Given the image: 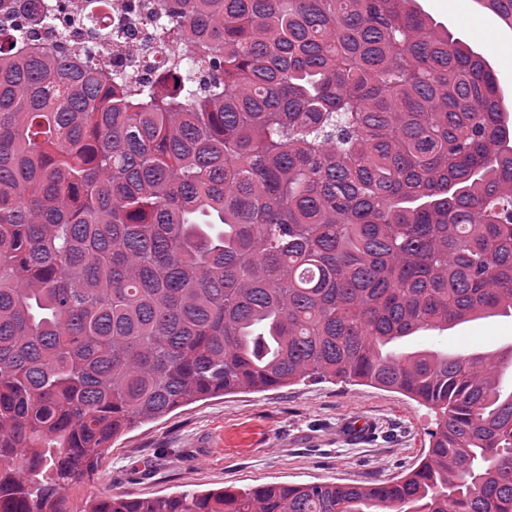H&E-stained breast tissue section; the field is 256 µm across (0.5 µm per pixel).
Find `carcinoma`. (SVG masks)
<instances>
[{"label": "carcinoma", "mask_w": 512, "mask_h": 512, "mask_svg": "<svg viewBox=\"0 0 512 512\" xmlns=\"http://www.w3.org/2000/svg\"><path fill=\"white\" fill-rule=\"evenodd\" d=\"M66 8L0 19V512H512V348H399L512 314L486 59L413 0H159L163 68L137 83L32 44ZM306 378L440 408L425 458L74 505L125 431Z\"/></svg>", "instance_id": "cac0c4a2"}]
</instances>
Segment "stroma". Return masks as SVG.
I'll return each mask as SVG.
<instances>
[{
    "label": "stroma",
    "mask_w": 512,
    "mask_h": 512,
    "mask_svg": "<svg viewBox=\"0 0 512 512\" xmlns=\"http://www.w3.org/2000/svg\"><path fill=\"white\" fill-rule=\"evenodd\" d=\"M422 12L488 61L512 100V29L476 0H418ZM413 349L487 351L512 345V316H493L443 333L421 331ZM374 422L353 443L344 419ZM437 409L365 384L298 382L263 392L217 395L124 432L104 454L87 491L150 498L244 490L256 484L384 482L412 470L429 448Z\"/></svg>",
    "instance_id": "35a3bbf8"
}]
</instances>
